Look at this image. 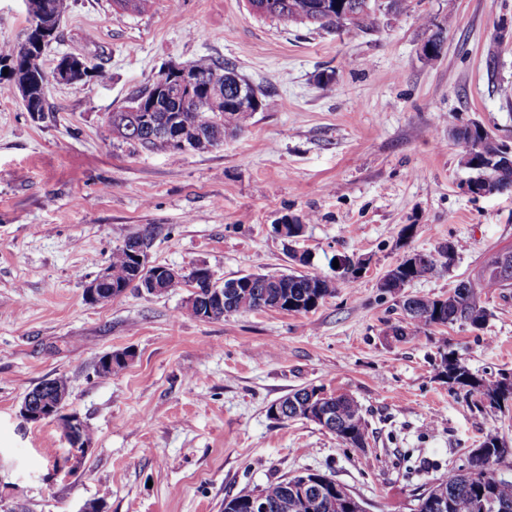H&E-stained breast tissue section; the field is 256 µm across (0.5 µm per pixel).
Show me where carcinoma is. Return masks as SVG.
<instances>
[{"mask_svg":"<svg viewBox=\"0 0 512 512\" xmlns=\"http://www.w3.org/2000/svg\"><path fill=\"white\" fill-rule=\"evenodd\" d=\"M250 6L267 4L270 16L284 22L313 23L323 29L341 26L345 10L355 4L357 8L353 28L370 31L377 25V0H247ZM28 15L39 18L54 29L70 9L71 0H28ZM47 44L40 46L31 41L18 48L0 51V67L8 69L7 90L21 96L26 110L44 113L46 107V74L40 63ZM189 69L202 78L200 89L188 97L163 94L155 97L150 87L137 91L134 97L143 102L144 112H128L124 109L112 113L110 124L128 144L147 149L164 151L174 157L188 150L204 151L201 136L211 131V138H222L228 133H240L250 124L253 114L270 107L263 93L258 100L241 108L224 101L229 93V83L239 76L235 63L202 56ZM158 125L177 120L176 127L180 144H173L166 137L154 133V129L142 122L143 117ZM452 145L459 156H475L478 164L473 168L475 183L484 182V177L494 176L488 192L512 191V151L497 147L498 155L484 158L488 153L476 125L456 128L451 132ZM151 244V233L138 232L113 250L109 259L112 282L110 288L116 296L126 291L137 290L133 285L135 260L134 246ZM452 256L443 263L431 253L409 262H402L389 270L388 288L385 293L401 298L404 315L399 336L408 338L430 327H446L459 324L474 330L484 328L487 311L481 305V297L498 288L512 285V251L503 253L488 263L477 276L461 281L448 296L420 297L406 293L416 280L434 277L448 269L457 256L459 245L448 244ZM357 279L355 271L346 269L339 275H323L292 270L281 274H244L237 278L238 287L229 289V281L222 283L198 273L193 268L178 279L168 280L163 286L167 293L176 288L189 286L191 295L202 308H212V320L225 316L262 310H277L291 313H308L327 297L336 292L337 284L347 286ZM224 288V306H209L208 297L212 288ZM436 377L452 389L464 395L477 394L483 402L499 408L512 400V376H482L472 372L454 352L442 348L438 351ZM69 389L64 376L47 379L35 386L28 396L46 398L56 390ZM288 406L290 416L295 419L316 421L317 408L328 409L336 418L334 435L347 448H364L368 444V426L359 402L346 393L328 392L322 386L304 387L281 398ZM496 432H488L479 447L470 451L465 470L442 475L416 495L410 512H512V477H505L495 469L499 461L511 453ZM309 481L324 484V494L293 495L286 480L271 482L262 489L244 488L224 499V512H249L251 499L260 495L268 505L267 512H358V505L347 494V489L322 473L304 474Z\"/></svg>","mask_w":512,"mask_h":512,"instance_id":"cac0c4a2","label":"carcinoma"}]
</instances>
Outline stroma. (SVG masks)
I'll list each match as a JSON object with an SVG mask.
<instances>
[{"mask_svg": "<svg viewBox=\"0 0 512 512\" xmlns=\"http://www.w3.org/2000/svg\"><path fill=\"white\" fill-rule=\"evenodd\" d=\"M444 29L440 56L421 53ZM64 54L99 67L86 84L49 82L44 115L0 93V480L21 512H224L243 487L319 472L368 512H406L420 487L464 466L483 436L512 449V405L474 406L436 378L438 347L474 373L512 375V287L483 295L484 329L431 328L399 341L402 312L379 279L415 252L461 242L447 272L411 284L444 296L491 256L512 250V192L474 196L448 131L473 121L512 137V0H405L374 30L327 32L261 18L246 0H152L142 13L112 0H72ZM229 59L271 108L223 146L174 157L135 148L108 119L169 65ZM312 215L297 242L283 218ZM152 228L150 262L220 279L294 269L330 273L343 255L366 261L306 314L274 310L203 320L190 288L135 292L105 304L84 287L133 232ZM411 235H404V228ZM132 350L128 366L95 372ZM69 379L67 409L92 449L75 474L55 470L68 444L57 423L25 422L41 381ZM325 386L352 394L368 445L348 448L268 407Z\"/></svg>", "mask_w": 512, "mask_h": 512, "instance_id": "stroma-1", "label": "stroma"}]
</instances>
